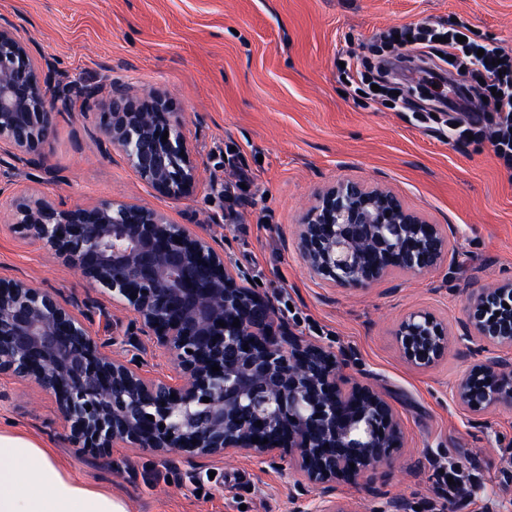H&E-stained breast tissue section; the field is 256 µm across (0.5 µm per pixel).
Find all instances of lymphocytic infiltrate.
Wrapping results in <instances>:
<instances>
[{
  "instance_id": "1",
  "label": "lymphocytic infiltrate",
  "mask_w": 512,
  "mask_h": 512,
  "mask_svg": "<svg viewBox=\"0 0 512 512\" xmlns=\"http://www.w3.org/2000/svg\"><path fill=\"white\" fill-rule=\"evenodd\" d=\"M466 23L450 29L421 24L387 33L382 37L385 46L393 51L391 58L382 60L375 76L369 77L354 61H346L341 73L348 84L379 86L381 95L392 96L395 84L390 75L403 65L419 61L427 64L429 75L416 99L405 101V109L429 119L431 113L448 115V139L454 146L468 145L470 137L483 135L493 128L491 146L494 154L512 170V57L503 55L497 46L479 45L469 36ZM465 69L469 84L459 87L456 105L437 103L438 92L434 78L445 68Z\"/></svg>"
}]
</instances>
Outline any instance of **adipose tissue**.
Masks as SVG:
<instances>
[{"label": "adipose tissue", "instance_id": "adipose-tissue-1", "mask_svg": "<svg viewBox=\"0 0 512 512\" xmlns=\"http://www.w3.org/2000/svg\"><path fill=\"white\" fill-rule=\"evenodd\" d=\"M0 512H127L124 501L67 470L26 432L0 428Z\"/></svg>", "mask_w": 512, "mask_h": 512}]
</instances>
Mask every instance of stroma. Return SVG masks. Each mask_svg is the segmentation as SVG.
I'll return each mask as SVG.
<instances>
[{
    "label": "stroma",
    "mask_w": 512,
    "mask_h": 512,
    "mask_svg": "<svg viewBox=\"0 0 512 512\" xmlns=\"http://www.w3.org/2000/svg\"><path fill=\"white\" fill-rule=\"evenodd\" d=\"M10 22L54 76L102 91L169 100L200 166L186 198L161 196L112 147L97 149L100 105L74 99L58 116L45 160L0 164V276L97 298L12 227L26 195L61 209L103 199L135 201L195 226L224 253L239 284L275 306L303 339L352 355L355 380L391 404L404 442L383 477L336 484L351 512H432L443 495L435 465L456 458L470 477L447 512H512V408L476 415L457 385L478 361L512 359L464 336L466 291L512 281V171L489 139L457 148L416 114L352 93L338 56L378 61L383 32L419 23L466 22L473 37L512 54V0H0ZM249 179L229 207L226 185ZM357 179L394 193L447 235L434 271L389 270L363 288L314 275L299 226L317 192ZM415 311L448 330L432 366L403 357L399 322ZM16 426L52 448L66 468L122 499L128 512H293L298 475L289 461L157 457L133 448L103 458L71 446L52 399L34 384L0 379V427Z\"/></svg>",
    "instance_id": "1"
}]
</instances>
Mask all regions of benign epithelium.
<instances>
[{
    "label": "benign epithelium",
    "instance_id": "benign-epithelium-1",
    "mask_svg": "<svg viewBox=\"0 0 512 512\" xmlns=\"http://www.w3.org/2000/svg\"><path fill=\"white\" fill-rule=\"evenodd\" d=\"M99 95L95 85L40 75L29 41L0 23V149L18 160L45 158L57 116L74 98L90 103ZM104 108L101 135L137 175L167 198L190 195L199 163L183 125L168 120L165 101L139 102L118 88ZM13 227L131 312L127 342L146 337L178 375L176 384L150 378L139 354H112L116 337L93 331L98 301L80 305L32 280L0 278V377L32 382L54 398L74 447L99 456L122 447L157 456L287 458L301 493L307 484L328 493L338 481L392 468L403 435L390 404L346 373L345 352L275 324L272 304L240 287L202 234L113 199L67 211L19 199ZM299 240L308 268L342 288H362L393 267L429 272L448 251L439 225L355 180L317 194ZM467 300L468 337L511 347L512 281L469 289ZM396 336L416 367L448 348L445 328L425 312L402 320ZM457 396L475 414L511 408L512 362L481 360Z\"/></svg>",
    "mask_w": 512,
    "mask_h": 512
}]
</instances>
